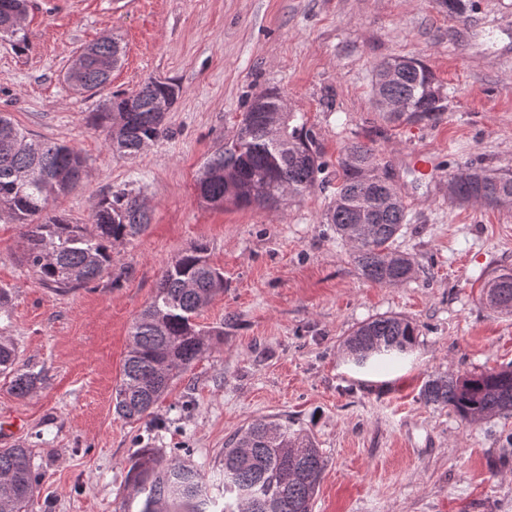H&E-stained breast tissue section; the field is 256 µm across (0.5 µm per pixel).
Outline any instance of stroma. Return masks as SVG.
Segmentation results:
<instances>
[{
  "label": "stroma",
  "mask_w": 512,
  "mask_h": 512,
  "mask_svg": "<svg viewBox=\"0 0 512 512\" xmlns=\"http://www.w3.org/2000/svg\"><path fill=\"white\" fill-rule=\"evenodd\" d=\"M30 0L27 43L0 39V113L32 136L78 149L88 179L47 212L88 223L123 186L142 189L144 233L112 252L102 279L67 292L20 260L22 229L0 221V341L41 380L28 395L0 375V418L22 426L9 447L43 475L32 512H137L126 473L143 444L190 449L223 497L224 445L259 417L285 419L325 459L312 512H512V415L476 423L425 405L432 375L512 363V313L480 299L487 276L512 269V210L453 203L448 176L477 165L512 171V0ZM109 36L124 62L96 94L64 80L71 60ZM426 63L448 109L415 124L386 121L370 95L374 67ZM172 80L168 133L136 159L113 156L90 116L116 94ZM278 89L305 114L336 178L351 141L372 145L411 221L396 245L419 266L399 286L364 279L325 213L331 188L279 210L203 204L196 175L231 138L254 94ZM429 153L430 174L414 156ZM203 242L224 292L199 316L224 343L176 379L151 415L114 408L134 318L165 265ZM385 314L419 328L416 348L387 372L350 366L343 341Z\"/></svg>",
  "instance_id": "1"
}]
</instances>
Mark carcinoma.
I'll return each mask as SVG.
<instances>
[{
  "label": "carcinoma",
  "mask_w": 512,
  "mask_h": 512,
  "mask_svg": "<svg viewBox=\"0 0 512 512\" xmlns=\"http://www.w3.org/2000/svg\"><path fill=\"white\" fill-rule=\"evenodd\" d=\"M28 9V0H0V37L25 42L24 29L4 31ZM93 57L77 74L82 93H95L111 75L101 72L96 57L119 66L123 48L110 38L88 45ZM401 68L393 74L377 66L372 97L400 102L406 111L386 113L392 123H413L448 109L446 97L431 92L432 71L415 58H394ZM180 86L149 80L128 96L93 116L107 131V146L119 157H133L165 134L166 113ZM276 90L253 97L232 139L215 148L198 170L197 190L211 206L261 204L279 196L286 202L310 193L325 168L317 136L304 117L280 112ZM336 194L326 213L336 238L351 250L360 274L380 285H402L415 273L412 257L395 242L408 208L392 182L373 179L375 149L362 142L346 145L337 160ZM86 177V162L73 147L34 140L11 118L0 114V214L22 226V258L41 283L68 291L101 279L112 266L111 249L139 236L150 223L141 193L119 190L102 198L92 224H71L46 212L50 198L68 192ZM448 197L462 204L481 203L512 209V172L489 173L478 168L457 172ZM208 247L196 243L166 265L155 295L134 319L115 390V407L125 419L151 414L172 381L197 360L224 343V326L205 329L196 319L224 292V273L211 265ZM487 306L512 311V273L493 276L483 284ZM419 329L409 319L381 315L355 327L344 341L348 361L357 368H389L413 353ZM13 345L0 342V374L12 375V391L24 396L37 378L16 367ZM420 399L426 405L448 407L467 422L512 413V366L463 379L438 376L425 382ZM188 449L167 456L143 446L127 474L134 496L142 497L139 512H311L314 493L324 470L314 440L288 420L257 418L224 448V503L213 500L201 469L184 458ZM0 512H29L40 475L27 448L0 449Z\"/></svg>",
  "instance_id": "cac0c4a2"
}]
</instances>
